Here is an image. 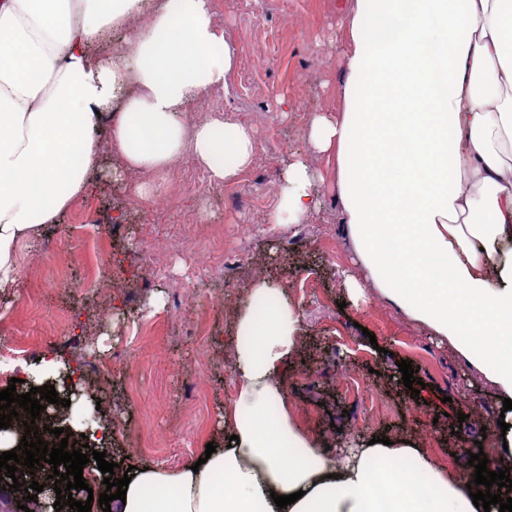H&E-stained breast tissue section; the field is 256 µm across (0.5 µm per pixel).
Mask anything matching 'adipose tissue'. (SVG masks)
Masks as SVG:
<instances>
[{"label":"adipose tissue","mask_w":512,"mask_h":512,"mask_svg":"<svg viewBox=\"0 0 512 512\" xmlns=\"http://www.w3.org/2000/svg\"><path fill=\"white\" fill-rule=\"evenodd\" d=\"M146 17L143 25L135 17ZM344 26V108L315 116L310 141L335 157L354 254L371 288L449 339L512 399V0H352ZM236 46L211 0H0V292L16 248L40 238L99 165L107 137L125 170L164 182L190 154L236 181L258 141L245 123L187 127L202 92L224 87ZM274 224L316 210V178L283 170ZM297 310L261 282L236 320L235 397L225 436L198 469L137 465L112 512H484L418 443L360 442L333 455L291 419L283 365ZM297 494L286 508L274 495Z\"/></svg>","instance_id":"ef3b65f1"}]
</instances>
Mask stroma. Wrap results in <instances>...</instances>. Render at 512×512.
I'll return each instance as SVG.
<instances>
[{
	"label": "stroma",
	"mask_w": 512,
	"mask_h": 512,
	"mask_svg": "<svg viewBox=\"0 0 512 512\" xmlns=\"http://www.w3.org/2000/svg\"><path fill=\"white\" fill-rule=\"evenodd\" d=\"M214 21L238 48L222 112L257 132L252 166L233 188L248 207L220 199L218 186L190 155L193 178L168 175L166 210L132 198L117 161L102 151L89 188L17 248L21 276L0 292V347L38 342L65 374L86 369L61 413L83 429L108 426L106 461L148 463L169 471L224 445V410L234 397L230 365L236 315L260 281L288 289L302 331L284 382L294 422L312 438L339 445L379 432L406 435L456 474L459 448L494 454L503 404L495 388L448 340L434 336L369 291L354 297L361 275L348 241L336 162L309 140L313 116L343 110L345 53L340 21L347 0H213ZM317 174L321 205L301 223L269 215L287 163ZM122 223H112L116 210ZM100 244L109 264L90 251ZM235 256L226 276L205 272L201 256ZM197 329L188 333L184 315ZM417 367L421 395L397 381L398 361ZM112 373H90L93 365ZM203 377H196L197 368ZM350 376L337 383L336 369Z\"/></svg>",
	"instance_id": "obj_1"
}]
</instances>
